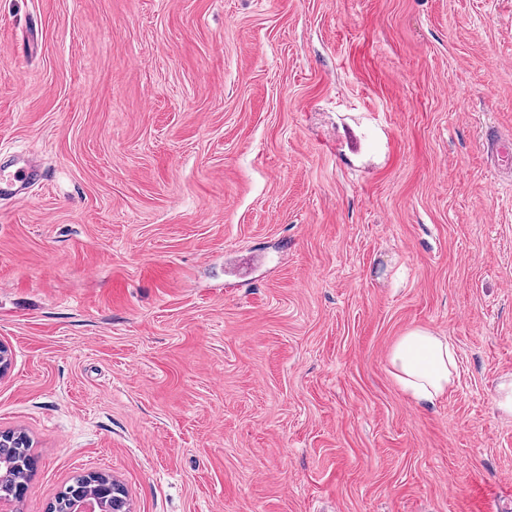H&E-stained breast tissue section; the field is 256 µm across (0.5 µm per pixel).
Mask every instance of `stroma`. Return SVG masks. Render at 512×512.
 Segmentation results:
<instances>
[{"instance_id":"stroma-1","label":"stroma","mask_w":512,"mask_h":512,"mask_svg":"<svg viewBox=\"0 0 512 512\" xmlns=\"http://www.w3.org/2000/svg\"><path fill=\"white\" fill-rule=\"evenodd\" d=\"M512 0H0L16 512H512ZM269 256L237 282L235 262ZM458 353L423 408L391 346ZM494 165L501 172H512V142L509 138L494 136L487 143ZM23 164L13 170L0 168V196L23 197V185L39 180L41 172L31 161L20 160ZM18 436L21 435L24 442L27 444V440L24 435L21 433H16ZM16 439L12 440L13 445L0 446V456L5 455L10 457L11 461V470L8 473H5L4 476L1 477V473L3 468L8 467V463L4 462L0 464V497L1 496H11L15 486L18 483L23 482L27 484V482L31 479L33 473V463L32 457L30 453V446L24 444L23 441L18 442ZM26 493V485L19 486L13 493V498H10L8 501L4 499L1 500V503L10 502L14 499H18L14 503L23 499L24 494ZM93 478L101 484L98 485L94 494L85 493L77 488L73 490L71 510L73 512H103L106 508V502L111 496H114V489L120 488L112 480V476L103 475V478H97L96 473H90Z\"/></svg>"}]
</instances>
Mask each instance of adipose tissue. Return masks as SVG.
I'll return each instance as SVG.
<instances>
[{
	"instance_id": "1",
	"label": "adipose tissue",
	"mask_w": 512,
	"mask_h": 512,
	"mask_svg": "<svg viewBox=\"0 0 512 512\" xmlns=\"http://www.w3.org/2000/svg\"><path fill=\"white\" fill-rule=\"evenodd\" d=\"M389 362L402 391L421 405L445 397L455 383L458 358L454 345L423 326L399 336L390 349Z\"/></svg>"
}]
</instances>
